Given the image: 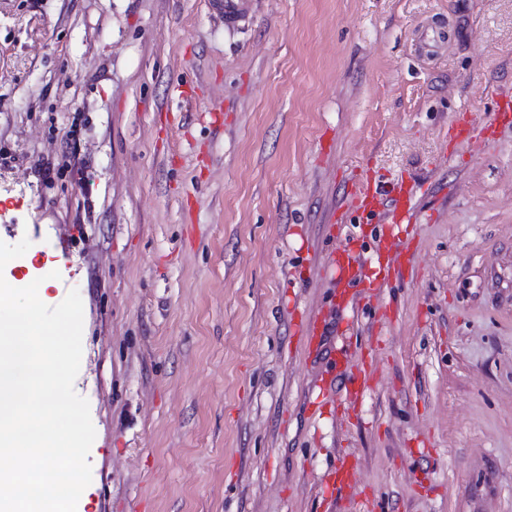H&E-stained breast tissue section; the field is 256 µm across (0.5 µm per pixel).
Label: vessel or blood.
Segmentation results:
<instances>
[{"instance_id": "b4317fda", "label": "vessel or blood", "mask_w": 512, "mask_h": 512, "mask_svg": "<svg viewBox=\"0 0 512 512\" xmlns=\"http://www.w3.org/2000/svg\"><path fill=\"white\" fill-rule=\"evenodd\" d=\"M214 8L223 16L226 26L233 27L251 11L252 0H211ZM419 187L410 180L400 178L394 181L382 177L370 176L356 180L350 192L349 203L351 207L362 216L373 218L384 216L391 224H412L418 207ZM385 251L394 253L396 259L389 265L383 279L391 281L403 274L410 258L406 250L402 249L393 237H386L383 241ZM328 263L334 272H337L341 289L340 299H347L348 287L356 283L362 273L361 266L346 253L329 256ZM355 462L352 458H342L328 478L329 491L325 497L327 512H334L337 494L348 493L352 484V473Z\"/></svg>"}]
</instances>
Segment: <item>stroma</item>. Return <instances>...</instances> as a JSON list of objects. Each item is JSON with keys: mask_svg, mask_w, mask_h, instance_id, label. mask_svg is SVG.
<instances>
[{"mask_svg": "<svg viewBox=\"0 0 512 512\" xmlns=\"http://www.w3.org/2000/svg\"><path fill=\"white\" fill-rule=\"evenodd\" d=\"M508 92L512 0H0V274L82 300L77 512H323L344 453L340 512H512V125L443 137ZM370 173L420 184L414 269L336 310L326 254L376 276L390 231L347 209ZM227 27H235L251 11V0H211ZM354 468L355 461L350 457H343L335 471L329 475L327 481L329 492L325 496V512L336 510V491L340 494H349Z\"/></svg>", "mask_w": 512, "mask_h": 512, "instance_id": "obj_1", "label": "stroma"}]
</instances>
